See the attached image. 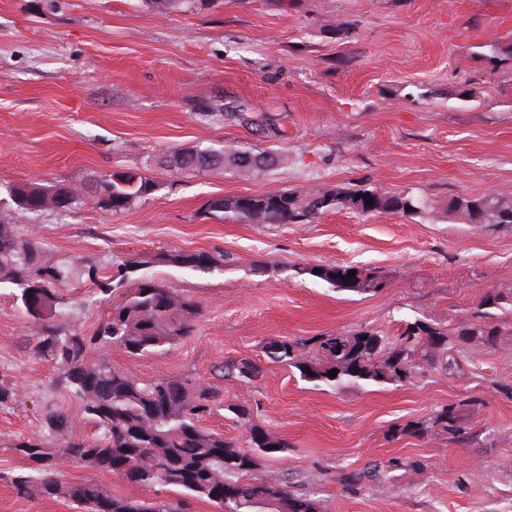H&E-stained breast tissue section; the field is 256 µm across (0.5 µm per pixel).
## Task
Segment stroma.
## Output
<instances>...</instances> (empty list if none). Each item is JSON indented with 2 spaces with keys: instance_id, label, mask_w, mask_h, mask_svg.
I'll return each instance as SVG.
<instances>
[{
  "instance_id": "1",
  "label": "stroma",
  "mask_w": 512,
  "mask_h": 512,
  "mask_svg": "<svg viewBox=\"0 0 512 512\" xmlns=\"http://www.w3.org/2000/svg\"><path fill=\"white\" fill-rule=\"evenodd\" d=\"M215 104L227 116H209ZM238 110L250 123L232 119ZM227 141L288 161L246 176L164 163L172 148ZM128 168L156 188L121 215L90 199L63 214H25L5 192ZM327 186L406 190L430 210H342L285 225L224 223L205 211L216 196ZM490 192L512 194V0H196L168 14L145 0H0V220L34 228L45 264L71 266L60 286L70 304L53 321L91 333L106 308L85 267L107 277L142 260L141 275L196 299L201 315L165 354L115 348L113 365L217 387L226 407L202 425L240 444L246 433L227 407L246 406L283 444L260 457L256 477L312 495L320 512H512V397L500 389L512 383V335L466 345L455 371L435 365L401 387L322 390L265 355L281 337L392 336L415 317L457 323L485 289L512 288V224L448 218L452 198ZM174 249L234 263L203 273L152 262ZM335 264L380 268L388 286L339 292L296 272ZM29 339L26 316L1 289L0 382L17 399L0 407V512H71L7 480L25 466L12 443L38 434L46 404L69 415L72 437L91 429ZM228 359L263 374L239 385L218 371ZM463 400L469 443L394 432ZM56 468L121 497H179L72 458ZM365 469L359 490L343 484Z\"/></svg>"
}]
</instances>
